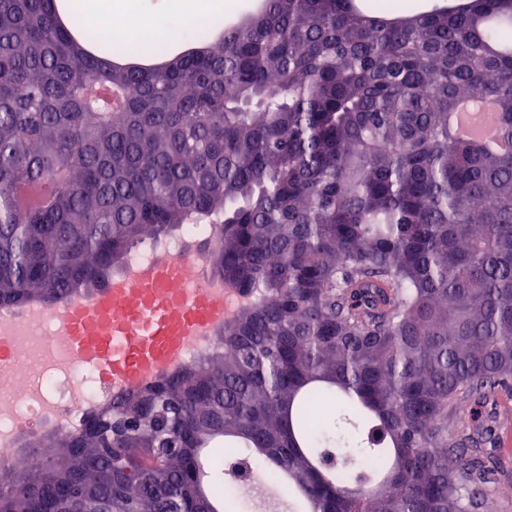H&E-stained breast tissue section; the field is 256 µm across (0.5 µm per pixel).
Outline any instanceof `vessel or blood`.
I'll use <instances>...</instances> for the list:
<instances>
[{
    "mask_svg": "<svg viewBox=\"0 0 512 512\" xmlns=\"http://www.w3.org/2000/svg\"><path fill=\"white\" fill-rule=\"evenodd\" d=\"M181 276L176 260L159 259L130 276L109 278L90 300H66V354L95 366L110 397L172 372L183 337L223 325L226 307L202 289H176Z\"/></svg>",
    "mask_w": 512,
    "mask_h": 512,
    "instance_id": "1",
    "label": "vessel or blood"
}]
</instances>
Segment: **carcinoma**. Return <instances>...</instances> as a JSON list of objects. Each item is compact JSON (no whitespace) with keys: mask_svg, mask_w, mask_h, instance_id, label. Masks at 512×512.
<instances>
[{"mask_svg":"<svg viewBox=\"0 0 512 512\" xmlns=\"http://www.w3.org/2000/svg\"><path fill=\"white\" fill-rule=\"evenodd\" d=\"M57 7L0 0V307L92 294L186 224L251 301L212 353L42 437L37 468L0 465L29 486L7 512H241L283 484L290 512H478L512 478L486 409L512 395V149L451 116L487 99L512 145V0H262L160 69L86 53ZM219 438L245 449L210 460L237 501L202 483ZM374 1L377 9H383L384 11H376L372 8V2ZM406 1H413V0H357V3L363 4L368 11L374 13V14H385L392 17L396 16H411L416 13H419L421 11L429 9L434 3L438 2H445L448 6L451 5V2H455L456 0H417L419 2V8L413 9L412 7H406L405 4L412 3V2H406ZM378 2H388L393 7L385 10L384 5L379 4Z\"/></svg>","mask_w":512,"mask_h":512,"instance_id":"obj_1","label":"carcinoma"}]
</instances>
